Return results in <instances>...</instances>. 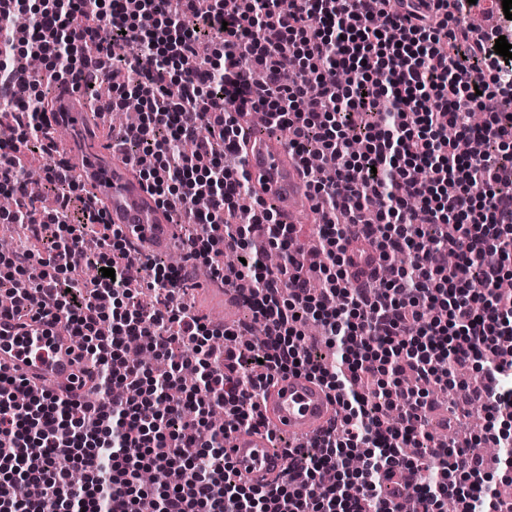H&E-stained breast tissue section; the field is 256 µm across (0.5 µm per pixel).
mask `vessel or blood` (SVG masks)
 <instances>
[{"label": "vessel or blood", "mask_w": 512, "mask_h": 512, "mask_svg": "<svg viewBox=\"0 0 512 512\" xmlns=\"http://www.w3.org/2000/svg\"><path fill=\"white\" fill-rule=\"evenodd\" d=\"M91 112L75 80L60 84L50 115L51 127L66 126L71 134L61 159L79 175L84 194L95 197L106 223L146 252L164 254L176 242L174 212L163 205L139 176L115 159L110 144L92 137ZM244 167L259 198L272 205L285 224L307 218L309 191L296 158L279 131L267 129L250 136L242 153ZM0 374L23 378L39 387L63 393H84V375L77 344L61 325L38 321L0 335ZM336 410L328 391L303 374L280 375L263 391L264 427L234 433L227 454L234 470L253 485L279 482L288 457L276 448L273 436H314Z\"/></svg>", "instance_id": "obj_1"}]
</instances>
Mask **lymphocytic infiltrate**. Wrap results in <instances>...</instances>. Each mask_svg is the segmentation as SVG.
I'll return each mask as SVG.
<instances>
[{
	"label": "lymphocytic infiltrate",
	"mask_w": 512,
	"mask_h": 512,
	"mask_svg": "<svg viewBox=\"0 0 512 512\" xmlns=\"http://www.w3.org/2000/svg\"><path fill=\"white\" fill-rule=\"evenodd\" d=\"M468 0H0V102L17 129L0 147V192L16 196L7 218L29 225L26 243L0 254L8 318L65 321L90 360L95 401L38 392L0 374V512H395L386 484H405L410 512H442L457 490L463 512H512L486 473L480 445L512 446V64L494 35L466 24ZM136 45L116 57L114 43ZM26 96L15 84L29 57ZM108 59L118 112L142 104L124 129L126 159L177 208L185 263L240 288L274 340L236 342L238 325L212 324L186 299L180 267L140 258L105 224L51 157L50 84L99 80ZM335 71L332 83L322 79ZM488 119L473 127V109ZM265 112L288 133L301 166L332 156L310 187L323 220L320 251L305 263L296 227L255 200L239 160L241 115ZM45 157L43 186L57 207L36 218L24 192L25 159ZM284 254L275 269L252 248L256 235ZM375 247L389 275L361 288L349 270ZM409 256L395 261L397 253ZM242 263L226 269L225 254ZM457 257L445 265L446 254ZM87 266L114 269L87 285ZM156 301L145 306L141 290ZM318 324L337 359L308 339ZM476 370L468 398L484 434L449 451L426 431L429 385L459 366ZM412 370L420 386L399 390ZM302 372L333 392L324 432L288 446V475L270 487L238 479L224 439L264 426L258 398L267 377ZM233 415L211 424L214 409ZM357 467H347L351 456ZM86 479L66 483L69 470ZM161 471L160 486L138 474Z\"/></svg>",
	"instance_id": "f902f5d3"
}]
</instances>
